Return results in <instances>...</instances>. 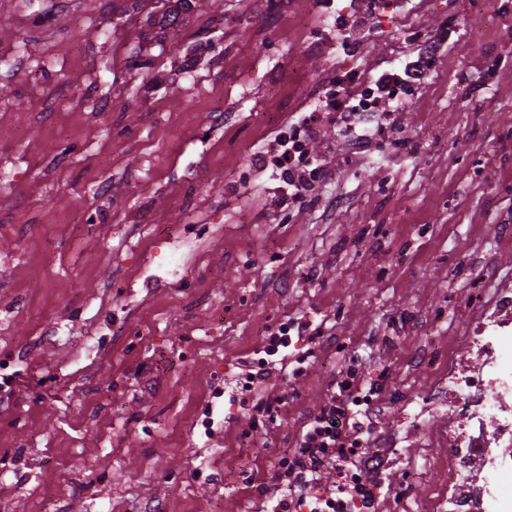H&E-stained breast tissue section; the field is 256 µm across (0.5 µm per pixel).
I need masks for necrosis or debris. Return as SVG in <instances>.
Instances as JSON below:
<instances>
[{"label": "necrosis or debris", "mask_w": 512, "mask_h": 512, "mask_svg": "<svg viewBox=\"0 0 512 512\" xmlns=\"http://www.w3.org/2000/svg\"><path fill=\"white\" fill-rule=\"evenodd\" d=\"M343 86L355 88L360 106L346 113L351 132L369 128L377 90L360 71L343 69ZM473 313L445 346L417 341L414 358L430 374L423 398L365 379L347 342L328 348L344 365L333 386L341 398H325L312 410L288 451L270 465L274 480L304 483L314 462L338 457L335 486H315L285 499L280 512H512V274L489 263L469 274ZM397 408L402 430L379 432L372 416L382 404ZM424 449V466L448 471V485L424 497L413 494L414 464L402 442ZM405 481L388 482L391 470Z\"/></svg>", "instance_id": "1"}]
</instances>
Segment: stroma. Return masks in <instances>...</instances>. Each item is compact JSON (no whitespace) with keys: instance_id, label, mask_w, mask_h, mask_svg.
<instances>
[{"instance_id":"35a3bbf8","label":"stroma","mask_w":512,"mask_h":512,"mask_svg":"<svg viewBox=\"0 0 512 512\" xmlns=\"http://www.w3.org/2000/svg\"><path fill=\"white\" fill-rule=\"evenodd\" d=\"M497 3L487 23L467 0H395L371 34L368 0H317L305 19L284 0H197L171 40L154 23L164 0H0V57L16 60L0 73V164L17 172L0 182V357L22 360L0 405L15 470L0 512H32L67 466L90 498L81 512H190L203 494L214 512L239 498L265 512L270 458L342 363L323 353L302 377L271 363L253 393L283 415L226 471L240 419L210 379L262 324L351 341L366 375L424 388L409 325L440 308L461 326L450 268L485 255L512 268L496 249L512 223V0ZM339 11L351 54L328 23ZM412 25L438 57L395 123L363 149L329 123L309 143L340 203L321 190L283 211L256 161L276 132L256 113L311 111L346 66L373 78L405 64ZM176 244L195 257L173 286ZM84 338L104 342L100 358L81 355ZM195 415L213 425L199 471L180 428Z\"/></svg>"}]
</instances>
